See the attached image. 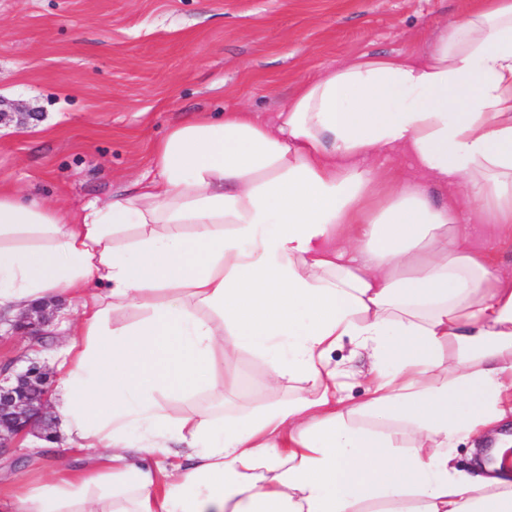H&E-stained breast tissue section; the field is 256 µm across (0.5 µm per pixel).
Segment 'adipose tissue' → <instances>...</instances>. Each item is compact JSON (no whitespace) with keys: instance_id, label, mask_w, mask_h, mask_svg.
Here are the masks:
<instances>
[{"instance_id":"adipose-tissue-1","label":"adipose tissue","mask_w":512,"mask_h":512,"mask_svg":"<svg viewBox=\"0 0 512 512\" xmlns=\"http://www.w3.org/2000/svg\"><path fill=\"white\" fill-rule=\"evenodd\" d=\"M394 150L421 180L369 164ZM152 162L78 215L0 184V312L88 295L54 409L102 451L14 512H512V444L467 471L451 456L512 414V275L427 190L462 186L512 241V0L323 71L274 123L186 117ZM347 337L376 363L355 405L331 363ZM245 345L287 401L227 421L160 403L235 385Z\"/></svg>"}]
</instances>
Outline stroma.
Wrapping results in <instances>:
<instances>
[{
    "mask_svg": "<svg viewBox=\"0 0 512 512\" xmlns=\"http://www.w3.org/2000/svg\"><path fill=\"white\" fill-rule=\"evenodd\" d=\"M471 0H0V184L71 213L152 178L150 147L189 112L247 107L273 121L294 88L364 54L422 50ZM34 118L19 123L17 113ZM432 200L474 221L473 246L496 248L462 187ZM81 299L61 296L42 346L0 324V362L27 357L55 372L63 323ZM224 414L261 413L293 392L266 385V362L244 347ZM28 440L0 456V512L52 477L93 465L96 453L65 442L34 457Z\"/></svg>",
    "mask_w": 512,
    "mask_h": 512,
    "instance_id": "35a3bbf8",
    "label": "stroma"
}]
</instances>
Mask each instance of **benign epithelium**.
<instances>
[{
    "mask_svg": "<svg viewBox=\"0 0 512 512\" xmlns=\"http://www.w3.org/2000/svg\"><path fill=\"white\" fill-rule=\"evenodd\" d=\"M47 309L48 305L40 304L25 310L12 320L13 329L46 343L54 338L47 330L51 324ZM52 395L49 373L39 361L30 359L19 371L9 365L0 368V455L29 433L46 440L58 437Z\"/></svg>",
    "mask_w": 512,
    "mask_h": 512,
    "instance_id": "1",
    "label": "benign epithelium"
}]
</instances>
